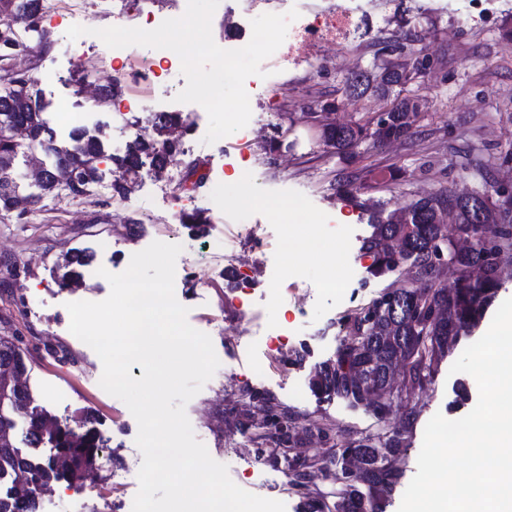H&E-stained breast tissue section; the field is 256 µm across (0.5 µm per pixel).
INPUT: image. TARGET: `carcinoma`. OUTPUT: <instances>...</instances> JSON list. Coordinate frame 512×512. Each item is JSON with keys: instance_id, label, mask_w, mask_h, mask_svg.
Listing matches in <instances>:
<instances>
[{"instance_id": "1", "label": "carcinoma", "mask_w": 512, "mask_h": 512, "mask_svg": "<svg viewBox=\"0 0 512 512\" xmlns=\"http://www.w3.org/2000/svg\"><path fill=\"white\" fill-rule=\"evenodd\" d=\"M14 19L13 26L0 33V50L6 46H24L23 31L35 30L31 21L42 19V0H0V16ZM398 66L379 67L373 77L346 80V91L355 94L360 87L378 95L394 97L397 108L387 113V130L382 135L369 131L367 125H324L322 140L336 152L353 153L365 139L379 142L402 138L410 134L418 113L408 111L409 99L394 95L401 86ZM46 104L37 84L19 88L12 81L0 80V130L21 127L28 130L31 140L28 149L37 148L51 156L53 163L45 169L46 181L39 184L43 195L81 198L88 194L96 181L98 164L109 159L118 178L112 184L120 195L125 186L122 180L138 174L140 156H154L158 171L165 168L167 157L183 152V143H175L174 129L178 120L161 117L154 123L156 137L138 138L122 156L105 154L103 142L86 129L70 134L71 143L57 144L46 127L42 113ZM18 150L7 138L0 137V169L13 166ZM31 206L40 197L23 195L17 182L0 176V213L7 212L18 201ZM454 223L453 235L445 232L447 218ZM372 231L363 242L364 250L373 258L370 272L379 277L396 272V254H411L416 262L415 278L426 282L418 287L412 282L396 280L390 290L415 303V316L408 320L396 318L384 307L385 296L372 301L371 316L365 320L354 318L348 336L365 337V342L339 352L335 361L323 365L313 380V386L354 405L392 406L386 396V387L395 383V371H400L407 401L398 406L402 422L392 435L382 438L366 435L352 440L348 448L359 473L346 484L336 488V500L329 504L320 498L307 501L305 512H384L386 497L399 484L402 470L397 465L406 444V433L411 431L416 407L412 401L424 391L437 372L440 360L450 347L458 344L478 323L499 286L501 266L485 262L484 238L490 236L498 243L505 257L512 255V210L499 201H489L481 214H476L469 203L454 192L438 193L412 201L397 214L386 218L370 216ZM441 248L457 272L453 290L437 285L441 270L431 262V252ZM21 362L19 380L0 377L8 393L0 394V422L8 424L10 433L0 441V479L7 476L16 485L9 497L0 496V512H35L33 494L36 486L47 485L54 472L53 459L35 458L16 444L17 420L25 423L24 440L31 448L43 441L55 443V449L66 448L81 466L92 465L97 457V445L87 435L62 428L53 416L35 398L28 383V367L22 350L14 342L0 338V367ZM322 468L304 462L290 471L289 484L301 488L311 482Z\"/></svg>"}]
</instances>
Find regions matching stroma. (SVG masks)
<instances>
[{
    "mask_svg": "<svg viewBox=\"0 0 512 512\" xmlns=\"http://www.w3.org/2000/svg\"><path fill=\"white\" fill-rule=\"evenodd\" d=\"M360 19L345 50L352 64L338 68L324 59L288 64L265 78L264 96L250 100L251 116L267 124L265 140L237 146L204 143L207 116L198 121L199 141L187 154L202 173L214 170L234 181L240 172L251 178L238 192L216 202L209 182L186 185V166L146 177L128 178L118 201L124 223L112 221V206L97 194L82 199L41 196L28 171L31 160L51 165L42 152L19 153L12 178L25 195L39 196L36 210L22 221L0 218V337L26 353L29 384L39 404L60 425L77 417L91 421L111 452L112 466L130 471L126 490L115 491L102 476L92 493H56L47 512H132L139 490L136 475L143 461L135 444L138 425L118 398L99 385L103 365L95 351L69 330L67 303L99 302L110 294L99 269L118 272L113 252L124 258L155 241L182 245L176 265L213 269L211 280L175 281L179 303L188 307V322L210 336L220 365L186 405L197 440L210 456L227 465L232 481L255 495L284 503L286 512H303L306 499L335 492L332 479L318 477L294 489L275 463L282 451L268 410L292 418L299 437L321 435L315 456L333 457L337 446L397 427L396 413L378 419L370 408L315 390L319 368L335 359L347 338L348 322L387 288L390 278L370 275L372 259L362 240L371 232L370 214L389 215L423 193L448 190L493 194L502 173L512 170V103L502 102L499 87L512 84V0H343ZM52 46L29 54L27 65L39 78L47 104L43 114L57 141L69 140V115L87 113V127L99 134L109 154L125 153L131 128L147 125L160 104L174 101L186 80L182 73L138 98V109L116 120L114 101L94 103L83 91L86 77L114 79L112 51L102 41L71 40L65 28L50 31ZM430 60L428 70L406 85V96L420 105L408 137L398 145L365 140L354 156L323 145L317 127L321 107H342L332 120L365 123L391 107V100L369 93L346 98L345 81L385 61ZM192 198L193 212L208 219L206 237L182 233L169 223L171 205ZM320 229L335 240L340 287L321 283L322 260L316 253L288 254L286 238ZM90 254L77 289L61 287L67 253ZM253 257L249 294L227 288L226 270L236 254ZM239 302L252 313L250 338L229 344L222 318ZM455 346L438 366L434 381L415 398L417 415L404 454L399 489L386 512H398L405 486L417 471L424 429L435 413L446 418L468 414L476 405L474 378L451 373L462 354Z\"/></svg>",
    "mask_w": 512,
    "mask_h": 512,
    "instance_id": "1",
    "label": "stroma"
}]
</instances>
